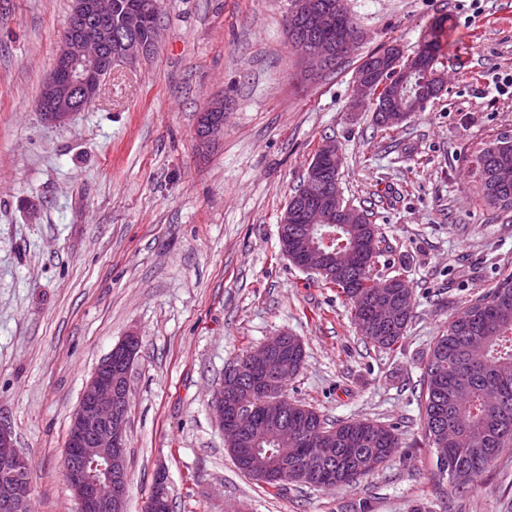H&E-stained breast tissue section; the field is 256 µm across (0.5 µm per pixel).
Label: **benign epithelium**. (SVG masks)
I'll return each mask as SVG.
<instances>
[{
  "instance_id": "obj_1",
  "label": "benign epithelium",
  "mask_w": 512,
  "mask_h": 512,
  "mask_svg": "<svg viewBox=\"0 0 512 512\" xmlns=\"http://www.w3.org/2000/svg\"><path fill=\"white\" fill-rule=\"evenodd\" d=\"M163 0H132L121 11L118 27L112 29L114 0H72L69 33L63 37L53 69L41 86L44 120L62 125L78 112L87 110L99 98L105 78L112 68L129 64L145 56L149 43L157 41L159 22L152 18L161 13ZM343 0H292L290 27L299 26L313 37V46L301 52L308 66H318L325 56L326 38H336V53L348 51L359 34L340 22ZM404 54L389 45L364 57L355 75V104L371 102L374 111L385 113L386 124L397 126L407 121L411 112H422L443 90L440 74L427 61L408 69L402 67ZM418 77L421 89L413 98L412 110H399L379 96L384 87H405ZM224 100L209 104L201 114L198 140L201 148L210 146L224 133ZM324 171L309 177L298 195L296 212L283 223L315 224L323 229V243H328L327 229L354 223L356 214L345 210H322L336 194L335 176L341 167V150L327 141L321 148ZM301 269L325 273L331 269L326 252L319 249L306 256ZM139 346L134 335L124 337L100 362L86 383L74 412L64 453V477L75 497L78 512H126L129 488L127 465L129 373ZM288 341L281 335L247 354L224 374V382L214 397L216 421L228 435L233 430L224 425V393L233 397L244 384L258 376L273 377L288 371ZM27 458L14 445L9 429L0 425V471L11 479L0 483V512H26L32 487L26 477ZM170 503L165 474L156 479V494L146 512H169Z\"/></svg>"
}]
</instances>
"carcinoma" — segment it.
<instances>
[{
    "mask_svg": "<svg viewBox=\"0 0 512 512\" xmlns=\"http://www.w3.org/2000/svg\"><path fill=\"white\" fill-rule=\"evenodd\" d=\"M498 152L512 154V139L500 136L478 149L471 172L476 192L494 211L512 212L499 203L489 159ZM280 240L288 256L299 258L311 243L321 242L320 230L303 224L284 228ZM381 240L369 217L364 223L336 229L332 247L349 248L353 265L336 278L350 301L355 323L368 316L376 300L402 295L404 312L398 324L361 335L390 350L407 331L414 298L411 289L396 290L387 281H375V248ZM424 427L440 474L448 476L452 490L475 486L496 460L512 452V274L500 279L485 294L471 299L430 349L423 379ZM287 383L275 380L272 390L254 396L253 417L241 427L238 448H228L238 469L258 479L260 461L242 448H270L272 462L288 473V481L331 490L353 485L374 474L387 460V450L398 448L400 433L393 426L369 421L328 424L314 409L296 404L285 394ZM279 416L297 437L282 446L266 427V419Z\"/></svg>",
    "mask_w": 512,
    "mask_h": 512,
    "instance_id": "1",
    "label": "carcinoma"
}]
</instances>
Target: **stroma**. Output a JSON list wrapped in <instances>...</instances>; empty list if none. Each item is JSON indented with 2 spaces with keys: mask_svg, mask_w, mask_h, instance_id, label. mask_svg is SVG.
Returning a JSON list of instances; mask_svg holds the SVG:
<instances>
[{
  "mask_svg": "<svg viewBox=\"0 0 512 512\" xmlns=\"http://www.w3.org/2000/svg\"><path fill=\"white\" fill-rule=\"evenodd\" d=\"M345 6L363 39L329 72L289 46V0H164L153 52L115 67L59 126L37 99L71 0H0V424L32 463L33 512H77L62 466L71 417L130 334L127 512H144L160 471L172 512H512V453L449 494L419 398L449 318L512 273V214L495 217L470 175L476 150L512 134V0ZM440 20L442 95L389 129L355 111L360 60L389 44L412 57ZM217 95L224 134L203 154L198 116ZM328 140L345 201L386 241L375 278L413 292L393 350L359 334L340 288L280 250V218ZM284 333L305 349L289 400L401 435L354 486L271 488L226 450L213 392Z\"/></svg>",
  "mask_w": 512,
  "mask_h": 512,
  "instance_id": "obj_1",
  "label": "stroma"
}]
</instances>
